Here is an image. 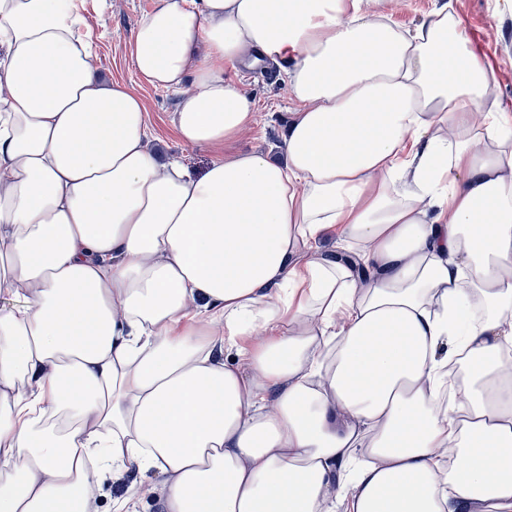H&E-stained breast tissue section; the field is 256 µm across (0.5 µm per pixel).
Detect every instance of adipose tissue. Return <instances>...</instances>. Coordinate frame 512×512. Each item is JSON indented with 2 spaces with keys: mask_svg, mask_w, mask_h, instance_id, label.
<instances>
[{
  "mask_svg": "<svg viewBox=\"0 0 512 512\" xmlns=\"http://www.w3.org/2000/svg\"><path fill=\"white\" fill-rule=\"evenodd\" d=\"M83 8L0 0V512H82L102 462L165 512H512V112L450 0H155L131 63L191 83L199 174ZM249 50L280 160L233 149ZM398 6L395 20L404 27H414L428 18L435 9L437 0H395ZM225 75L253 99L257 115L256 125L239 137L235 149L280 157L289 112L294 108L280 65L268 62L259 71L238 65L227 67Z\"/></svg>",
  "mask_w": 512,
  "mask_h": 512,
  "instance_id": "obj_1",
  "label": "adipose tissue"
}]
</instances>
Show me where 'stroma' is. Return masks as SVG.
Masks as SVG:
<instances>
[{
  "label": "stroma",
  "mask_w": 512,
  "mask_h": 512,
  "mask_svg": "<svg viewBox=\"0 0 512 512\" xmlns=\"http://www.w3.org/2000/svg\"><path fill=\"white\" fill-rule=\"evenodd\" d=\"M155 0H85V26L95 43L97 64L104 77L130 85L140 95L148 115V140L168 156L183 159L192 171L203 172L217 158L215 150L183 143L172 128L173 113L184 88L163 89L140 80L129 56V41L138 22L153 8ZM467 32L478 40L492 68L494 92L512 106V0H453ZM226 76L255 104V126L243 133L236 148L280 155L288 116L294 105L279 64L266 63L255 70L246 66L226 68ZM125 489H118L116 476L103 471L94 492L96 512H115V502H125V512H162L161 477L130 468Z\"/></svg>",
  "instance_id": "35a3bbf8"
}]
</instances>
